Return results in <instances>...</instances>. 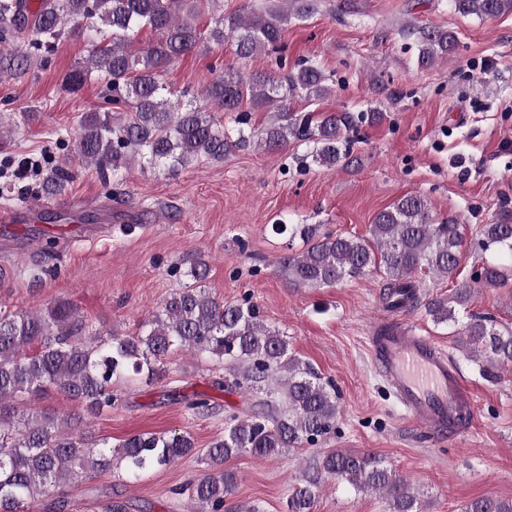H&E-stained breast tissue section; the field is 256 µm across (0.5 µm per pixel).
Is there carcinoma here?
<instances>
[{"label":"carcinoma","instance_id":"cac0c4a2","mask_svg":"<svg viewBox=\"0 0 512 512\" xmlns=\"http://www.w3.org/2000/svg\"><path fill=\"white\" fill-rule=\"evenodd\" d=\"M218 0H0V43L20 38L46 53L72 33H94L88 66L63 79L72 91L97 71L108 80L110 102L123 111L85 112L79 120L75 153L105 174L112 172V193L123 185L120 170L138 157L175 174L202 158L220 159L231 150L258 148L281 151L308 147L307 157L324 167L346 159L358 138L359 126L379 112H297L293 100L316 105L330 95L331 76L317 64L302 60L287 66L282 42L288 20L306 19L314 0H277L261 12L220 15L202 31L196 23L204 5ZM463 15L496 17L512 13V0H454ZM156 40L136 47L144 29ZM418 64L430 66L453 54L455 34L441 28H413ZM231 39L235 54L246 60L259 53L275 58L271 72L244 73L228 69L203 92L200 106L184 91L177 95L161 82L169 63L205 42ZM18 55L0 51V75L19 69ZM268 110V123L256 128L249 112ZM234 114L227 127L214 112ZM67 166L47 168L45 184L56 194L67 184ZM303 243L299 251L278 260V271L295 288H330L347 277L383 274L382 298H401L397 307L420 303L415 274L423 269L454 279L461 262L464 226L450 217L440 223L427 200L404 195L380 211L368 235L325 232L319 224L272 225ZM482 253L512 255V222L484 224L476 242ZM209 264L198 253L184 272L188 282L139 327L134 335L110 332L88 336L78 310L61 300L44 311L0 310V512H28L44 498L49 512H70L65 489L119 468L138 476L187 458L205 464L191 483L197 512H223L224 497L236 487L235 472L224 463L240 454L256 458L282 455L292 448L313 446L333 429L338 410L336 385L324 382L310 365L288 353L280 331L264 324L259 307L249 300L226 304L202 284ZM472 280L502 288L512 268L484 262ZM471 289L462 286L446 297L424 304L436 325L456 323V309L467 310ZM459 348L479 367L487 381L512 365V327H499L491 316L469 314L459 330ZM187 350L218 364L232 366L224 387L264 398L249 415L224 416V438L202 451L185 433H140L110 445L93 440L83 429L81 414L20 409L22 394L52 388L76 402L88 415L119 404L112 386L143 377L150 381L165 371L171 354ZM346 482L360 492L383 494L389 512H421L409 483L369 453L334 451L314 461L292 487L288 512H311L325 479ZM465 512H512V500L493 496L474 499Z\"/></svg>","mask_w":512,"mask_h":512}]
</instances>
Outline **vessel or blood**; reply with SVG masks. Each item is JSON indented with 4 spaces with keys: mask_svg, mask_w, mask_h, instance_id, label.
I'll return each instance as SVG.
<instances>
[{
    "mask_svg": "<svg viewBox=\"0 0 512 512\" xmlns=\"http://www.w3.org/2000/svg\"><path fill=\"white\" fill-rule=\"evenodd\" d=\"M369 351L415 425L452 438L471 424L474 394L431 339L409 328L380 327L369 338Z\"/></svg>",
    "mask_w": 512,
    "mask_h": 512,
    "instance_id": "obj_1",
    "label": "vessel or blood"
}]
</instances>
